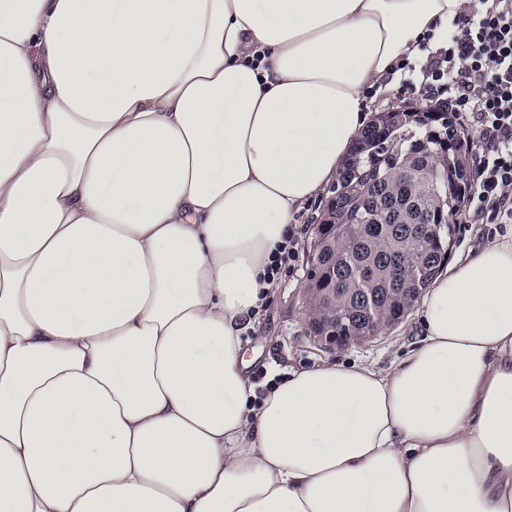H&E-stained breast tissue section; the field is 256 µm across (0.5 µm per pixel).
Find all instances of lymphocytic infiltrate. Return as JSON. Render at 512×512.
Masks as SVG:
<instances>
[{
  "instance_id": "obj_1",
  "label": "lymphocytic infiltrate",
  "mask_w": 512,
  "mask_h": 512,
  "mask_svg": "<svg viewBox=\"0 0 512 512\" xmlns=\"http://www.w3.org/2000/svg\"><path fill=\"white\" fill-rule=\"evenodd\" d=\"M419 46L426 62L402 64V88L444 96L449 112L469 113L480 130L467 214L512 224V0H480L454 20L447 46Z\"/></svg>"
}]
</instances>
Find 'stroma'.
Here are the masks:
<instances>
[{"mask_svg":"<svg viewBox=\"0 0 512 512\" xmlns=\"http://www.w3.org/2000/svg\"><path fill=\"white\" fill-rule=\"evenodd\" d=\"M326 201V195H319L297 213L296 256L283 263L259 311L257 324L242 336L246 353L253 360L247 374L255 386L256 397H264L288 372L323 363L389 369L418 340V314L414 311L378 338L342 349L323 350L310 338L305 323L307 250Z\"/></svg>","mask_w":512,"mask_h":512,"instance_id":"35a3bbf8","label":"stroma"}]
</instances>
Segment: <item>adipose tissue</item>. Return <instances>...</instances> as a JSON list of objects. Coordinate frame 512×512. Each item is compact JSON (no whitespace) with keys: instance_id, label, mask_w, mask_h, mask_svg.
Wrapping results in <instances>:
<instances>
[{"instance_id":"adipose-tissue-1","label":"adipose tissue","mask_w":512,"mask_h":512,"mask_svg":"<svg viewBox=\"0 0 512 512\" xmlns=\"http://www.w3.org/2000/svg\"><path fill=\"white\" fill-rule=\"evenodd\" d=\"M468 0H0V512H512V234L396 366L242 333L366 94Z\"/></svg>"}]
</instances>
